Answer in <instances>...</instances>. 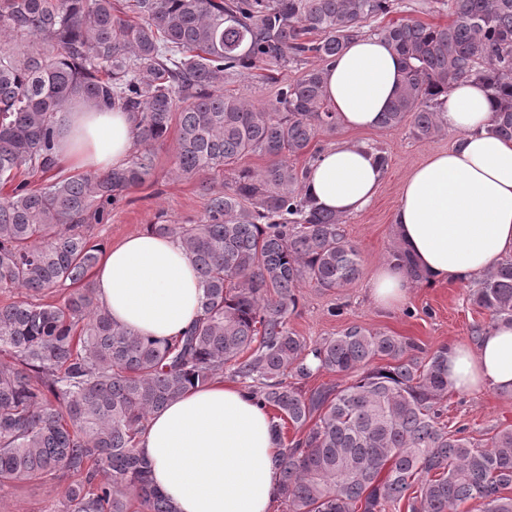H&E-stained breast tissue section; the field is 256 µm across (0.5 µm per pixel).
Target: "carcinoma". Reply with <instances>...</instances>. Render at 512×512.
I'll return each mask as SVG.
<instances>
[{
    "label": "carcinoma",
    "mask_w": 512,
    "mask_h": 512,
    "mask_svg": "<svg viewBox=\"0 0 512 512\" xmlns=\"http://www.w3.org/2000/svg\"><path fill=\"white\" fill-rule=\"evenodd\" d=\"M0 0V488L68 478L64 512H176L138 452L144 423L229 370L274 411L286 512H512V425L479 444L442 422L448 346L420 356L394 336L351 325L312 346L289 327L304 284L359 278L361 251L342 217L304 193L315 139L336 130L324 73L394 0ZM449 21L393 22L378 35L402 57L380 126L418 137L445 129L448 85L476 78L495 100L491 131L512 139V0H446ZM317 38L311 39L309 35ZM317 60L261 106L224 95V77L259 64ZM136 115L122 167L61 175L59 117L74 99ZM178 119L173 173H219L248 154L178 238L203 290V317L175 340L112 322L89 272L91 224L150 177ZM58 286L59 304L32 297ZM470 300L512 321V256L482 273ZM317 360V366L308 358ZM341 381L303 390L318 373ZM299 436L284 443L282 423Z\"/></svg>",
    "instance_id": "obj_1"
}]
</instances>
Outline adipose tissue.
<instances>
[{
	"instance_id": "1",
	"label": "adipose tissue",
	"mask_w": 512,
	"mask_h": 512,
	"mask_svg": "<svg viewBox=\"0 0 512 512\" xmlns=\"http://www.w3.org/2000/svg\"><path fill=\"white\" fill-rule=\"evenodd\" d=\"M403 60L380 36L355 38L327 68L325 93L340 124L378 127L399 85ZM494 102L476 79L451 83L438 110L455 143L404 178L393 230L420 273L380 265L368 288L381 309L400 307L415 284H467L512 255V141L490 130ZM135 122L129 112L82 105L65 112L57 158L69 169L102 173L125 164ZM384 169L374 150L343 141L312 163L305 193L342 216L374 199ZM99 303L115 324L141 336L179 338L200 316L202 289L190 255L170 236L143 231L101 255ZM448 387L512 396V323L499 321L448 346ZM152 484L177 512H272L279 497V448L269 412L249 391L216 379L152 414L139 439Z\"/></svg>"
}]
</instances>
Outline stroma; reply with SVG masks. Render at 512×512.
Returning <instances> with one entry per match:
<instances>
[{
	"instance_id": "stroma-1",
	"label": "stroma",
	"mask_w": 512,
	"mask_h": 512,
	"mask_svg": "<svg viewBox=\"0 0 512 512\" xmlns=\"http://www.w3.org/2000/svg\"><path fill=\"white\" fill-rule=\"evenodd\" d=\"M400 20L443 25L448 21V12L442 8L441 0H396L394 11L388 17L370 22L366 31L371 34L388 22ZM311 66L308 60L275 68L262 65L249 75L226 77L224 91L268 105L274 101L280 83L300 77ZM454 140V134L446 131L419 138L406 126L356 132L341 125L316 140V147L323 149L341 141L363 142L385 154L388 164L372 203L344 219L343 227L349 239L362 253L359 279L331 292L308 284L300 290L298 313L292 316L290 326L307 342L337 336L346 327L358 324L411 338L423 351L430 352L441 345L469 338L473 324H489V315L471 304L469 289L465 286L447 284L412 289L407 302L394 311L375 307L368 295V280L396 243L392 219L403 177L430 156L448 150ZM172 168L171 148L158 149L152 176L143 185L130 190L127 198L113 208L108 222L92 225V242L109 247L146 230L151 224L192 223L204 211L207 186L220 190L231 179L227 173L208 179L201 176L177 179L171 173ZM447 405L444 418L449 429L464 428L468 436L477 440H485L487 433L499 426L512 424V397L504 398L492 391L452 393ZM58 500L55 484L32 479L16 489H0V512H50Z\"/></svg>"
}]
</instances>
